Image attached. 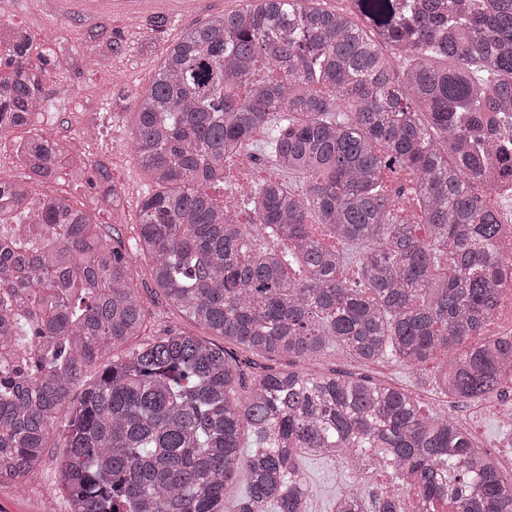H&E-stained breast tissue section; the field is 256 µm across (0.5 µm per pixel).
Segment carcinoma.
Segmentation results:
<instances>
[{
	"label": "carcinoma",
	"instance_id": "carcinoma-1",
	"mask_svg": "<svg viewBox=\"0 0 512 512\" xmlns=\"http://www.w3.org/2000/svg\"><path fill=\"white\" fill-rule=\"evenodd\" d=\"M246 0L167 46L129 113L153 190L123 246L65 199L33 192L88 161L37 133L46 112L31 36L0 25V132L25 128L24 168L0 178V482L42 462L70 390L146 327L136 257L170 305L242 349L301 362L330 348L407 366L443 349L435 384L472 402L498 392L512 337L486 336L503 287L500 227L473 184L489 159L512 171V0ZM270 162L303 182L246 191L254 222L218 202L224 163L259 129ZM399 167L417 214L385 189ZM358 248L346 256L315 235ZM27 341H19L20 329ZM224 348L174 330L112 359L72 407L61 480L70 512H308L302 455L354 468L383 450L423 499L512 512V477L448 416L362 374H255ZM254 447L244 455L240 438ZM355 491L333 512H366ZM250 477L244 468H242L234 481V483L227 489L224 497V510L226 512H233L238 509V502L243 492L245 491Z\"/></svg>",
	"mask_w": 512,
	"mask_h": 512
}]
</instances>
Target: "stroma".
<instances>
[{
    "instance_id": "obj_1",
    "label": "stroma",
    "mask_w": 512,
    "mask_h": 512,
    "mask_svg": "<svg viewBox=\"0 0 512 512\" xmlns=\"http://www.w3.org/2000/svg\"><path fill=\"white\" fill-rule=\"evenodd\" d=\"M65 2V8L61 9L49 7L44 0H17L10 21L30 32L34 51L51 52L45 66L44 93L52 106L49 117L59 120L61 134L95 128L99 135L91 156L93 170L86 183L74 184L62 174L52 182L35 185L34 190L66 199L70 206L88 213L104 231L115 229L128 238L133 234L140 203L149 186L133 158L125 114L132 111L136 93L151 81L166 46L177 40L184 29L238 9L244 0H168L162 6L155 5L153 0ZM159 14L170 20L169 26L161 31L150 25L151 19ZM111 36L121 39L127 51L113 57L111 66L103 69L94 60L106 52L107 39ZM99 166L108 170L111 182L123 191V205L119 210L112 212L98 207L103 190L95 172ZM139 269V292L147 312L145 337L175 329L236 352L235 344L212 336L208 329L156 294L147 260H140ZM445 359V353L440 352L415 368L387 359L382 368L366 370L345 353L329 351L305 362L304 368L315 375L335 369L366 371L379 383L417 396L424 413L455 416L464 413V404L449 403L438 394L434 383L437 369ZM62 445L60 435L51 436L37 470L22 481L0 485V512H69L67 492L61 482ZM301 468L313 489L309 512H332L338 496L355 488L361 489L369 500L384 497V482L396 478L394 466L383 459L373 472L362 475L349 472L338 458L307 455L301 459Z\"/></svg>"
}]
</instances>
